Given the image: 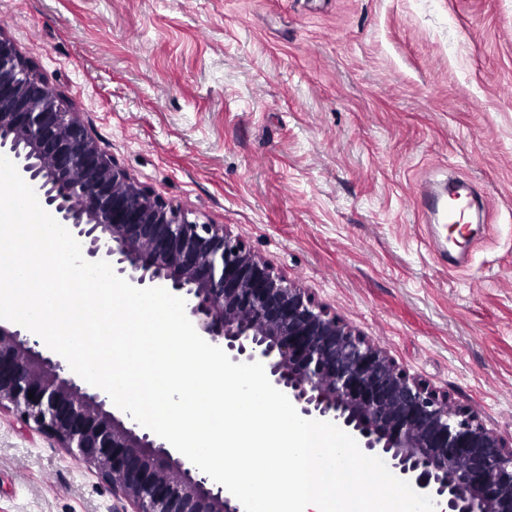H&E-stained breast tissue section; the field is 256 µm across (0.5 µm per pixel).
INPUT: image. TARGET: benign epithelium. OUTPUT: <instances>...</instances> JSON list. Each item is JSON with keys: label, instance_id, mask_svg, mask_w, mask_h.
Instances as JSON below:
<instances>
[{"label": "benign epithelium", "instance_id": "1", "mask_svg": "<svg viewBox=\"0 0 512 512\" xmlns=\"http://www.w3.org/2000/svg\"><path fill=\"white\" fill-rule=\"evenodd\" d=\"M0 155L43 208L138 288L186 301L197 333L234 363L260 361L301 417L330 421L429 495L436 512H512V442L400 370L385 351L274 270L224 224L139 183L69 98L0 31ZM26 328L0 323V410L47 434L112 488V512H245L222 485L76 381ZM34 398H29V393Z\"/></svg>", "mask_w": 512, "mask_h": 512}]
</instances>
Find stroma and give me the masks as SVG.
Here are the masks:
<instances>
[{
    "mask_svg": "<svg viewBox=\"0 0 512 512\" xmlns=\"http://www.w3.org/2000/svg\"><path fill=\"white\" fill-rule=\"evenodd\" d=\"M0 31L141 184L512 438V0H0ZM452 182L463 252L417 206ZM0 512L112 491L4 411Z\"/></svg>",
    "mask_w": 512,
    "mask_h": 512,
    "instance_id": "1",
    "label": "stroma"
}]
</instances>
